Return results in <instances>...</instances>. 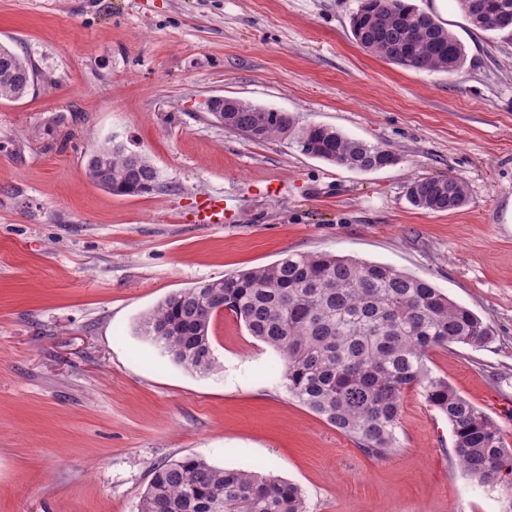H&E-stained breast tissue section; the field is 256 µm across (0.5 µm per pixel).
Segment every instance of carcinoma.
Wrapping results in <instances>:
<instances>
[{
  "instance_id": "carcinoma-1",
  "label": "carcinoma",
  "mask_w": 512,
  "mask_h": 512,
  "mask_svg": "<svg viewBox=\"0 0 512 512\" xmlns=\"http://www.w3.org/2000/svg\"><path fill=\"white\" fill-rule=\"evenodd\" d=\"M470 25L512 39V0H457ZM351 30L366 52L404 69L446 72L467 59L463 43L411 0H360ZM41 72L28 56L0 45V99L36 91ZM224 127L251 141L293 140L304 156L357 171L394 165L390 150L327 124L296 125L288 112L238 99L229 112L208 105ZM86 173L115 195L142 196L159 188V173L121 143L88 155ZM406 196L427 213H451L468 200L454 175L416 178ZM228 312L250 336L275 350L288 394L370 457L397 452L404 394L415 389L448 419L458 464L469 480L512 512V448L501 425L427 365L428 352L453 345L474 350L492 331L473 311L426 279L384 263L330 252L289 254L171 293L141 316L136 335L175 364L197 374L216 365L210 326ZM139 512H306L302 490L256 470L215 467L184 456L157 465Z\"/></svg>"
}]
</instances>
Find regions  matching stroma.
Wrapping results in <instances>:
<instances>
[{
	"label": "stroma",
	"mask_w": 512,
	"mask_h": 512,
	"mask_svg": "<svg viewBox=\"0 0 512 512\" xmlns=\"http://www.w3.org/2000/svg\"><path fill=\"white\" fill-rule=\"evenodd\" d=\"M465 45L458 71L365 52L359 0H0V44L31 57L36 93L0 100V512H138L158 464L195 456L299 486L307 512H501L455 458L447 419L404 397L399 449L363 453L293 399L276 352L222 314L203 376L135 336L169 294L331 252L424 278L494 333L428 366L512 445V41L456 0H414ZM216 96L336 127L393 151L361 172L252 142L209 114ZM115 141L160 188L116 196L87 176ZM454 175L451 214L406 184ZM277 195L266 191L268 183ZM224 198V221L197 220ZM406 196L414 207L427 213H451L467 203L468 186L454 175L416 178L406 185Z\"/></svg>",
	"instance_id": "1"
}]
</instances>
